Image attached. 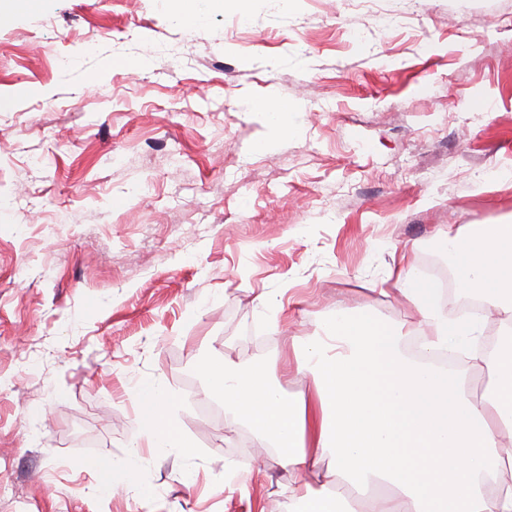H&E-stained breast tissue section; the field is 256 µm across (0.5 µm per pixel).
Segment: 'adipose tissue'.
Here are the masks:
<instances>
[{
	"mask_svg": "<svg viewBox=\"0 0 512 512\" xmlns=\"http://www.w3.org/2000/svg\"><path fill=\"white\" fill-rule=\"evenodd\" d=\"M442 247L459 287L506 328L493 356L470 354L472 368L496 381L483 397L470 398L456 374L429 362L481 335V322L449 321L435 287L408 279L407 252L384 280L419 314L420 356L404 354L405 335L339 305L298 346L313 395L290 401L260 371L230 361L212 369L228 411L280 450L290 477L283 512H512V224H462ZM148 400L153 452L184 446L172 397L153 384ZM287 437L295 446L283 447Z\"/></svg>",
	"mask_w": 512,
	"mask_h": 512,
	"instance_id": "obj_1",
	"label": "adipose tissue"
}]
</instances>
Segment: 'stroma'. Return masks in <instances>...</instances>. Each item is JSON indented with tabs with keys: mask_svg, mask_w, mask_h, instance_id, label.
<instances>
[{
	"mask_svg": "<svg viewBox=\"0 0 512 512\" xmlns=\"http://www.w3.org/2000/svg\"><path fill=\"white\" fill-rule=\"evenodd\" d=\"M0 0V512H280L207 366L291 339L449 226L512 224V0ZM287 112L268 129L261 108ZM268 304H260V297ZM193 446L149 442L147 384ZM132 448L124 457L112 460V477L104 478L99 486L102 494L115 495L128 490L126 485L115 483L113 475L115 471H133L145 461V457L139 449L140 445L135 444Z\"/></svg>",
	"mask_w": 512,
	"mask_h": 512,
	"instance_id": "1",
	"label": "stroma"
}]
</instances>
